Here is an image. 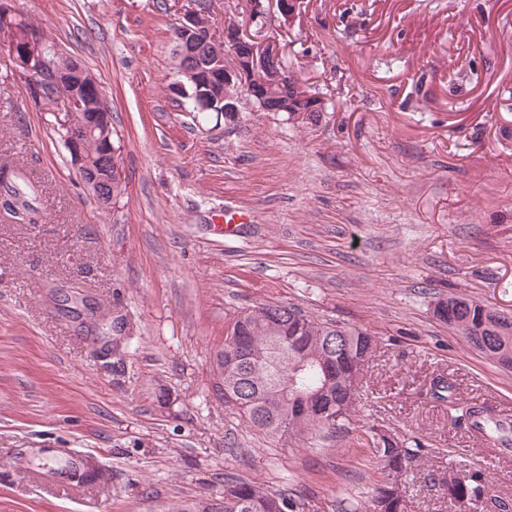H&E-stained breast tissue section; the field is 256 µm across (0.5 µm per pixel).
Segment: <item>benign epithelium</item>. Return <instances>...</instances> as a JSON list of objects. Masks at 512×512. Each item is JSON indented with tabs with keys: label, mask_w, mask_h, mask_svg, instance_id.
Here are the masks:
<instances>
[{
	"label": "benign epithelium",
	"mask_w": 512,
	"mask_h": 512,
	"mask_svg": "<svg viewBox=\"0 0 512 512\" xmlns=\"http://www.w3.org/2000/svg\"><path fill=\"white\" fill-rule=\"evenodd\" d=\"M279 13L285 21L295 20L300 10V0H275ZM202 0H191V7L183 13L182 20L175 31V42L179 46L178 74L202 91L201 108L210 105L206 90L218 80L224 81V121L234 124L239 120L240 103L247 100L260 106L262 112H289L293 119H303L308 112L324 111L322 100L316 95L293 96L286 94V88L295 85L288 71L279 67L282 60V48L279 41L271 36L258 38L245 33L238 24L224 21V32L215 33L202 22L204 11L199 9ZM14 28L6 24L0 28V36L8 39L14 60L22 70L32 74L38 66L49 64L46 49L38 45L32 52L37 66L24 63L17 57L18 38L13 35ZM219 44L224 55L232 63L219 72L210 68L197 55L198 43ZM61 125L67 129L66 148L71 164L90 188L101 206L108 208L112 197L121 184L118 154L112 146L111 114L98 112L97 123L92 125L71 123V113H61ZM101 133L102 147L97 163L86 157L84 146L87 138L95 132Z\"/></svg>",
	"instance_id": "obj_1"
}]
</instances>
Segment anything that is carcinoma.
Returning <instances> with one entry per match:
<instances>
[{"mask_svg":"<svg viewBox=\"0 0 512 512\" xmlns=\"http://www.w3.org/2000/svg\"><path fill=\"white\" fill-rule=\"evenodd\" d=\"M25 38L56 48L44 33L18 21ZM96 80L71 76L58 79L48 68L29 84L35 102L60 110L73 98L81 106L72 109L74 120L90 122L100 111V96L85 92ZM35 186L23 173H13L0 183V206L14 224H39L42 216L34 203ZM434 316L452 328L485 358L512 370V316L463 296L439 300ZM224 343L215 353L216 366L226 392L224 402L236 407L253 426L270 433L304 434L342 430L360 398L362 375L352 371L353 361L368 363L376 348L375 336L358 328L318 319L294 305L259 304L243 309L228 322ZM430 395L448 403L454 421L464 424L512 452V425L493 420L488 409L471 403L461 406L453 384L439 377ZM372 447L379 460L381 480L372 491L367 512H402L407 508L406 476L416 453L399 439L386 443L374 434ZM448 504L453 500H479L485 485L478 477L456 473L448 476ZM168 512H299L297 501L284 493L270 492L241 479L224 482V496L206 505H172Z\"/></svg>","mask_w":512,"mask_h":512,"instance_id":"obj_1","label":"carcinoma"}]
</instances>
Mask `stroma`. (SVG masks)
Returning a JSON list of instances; mask_svg holds the SVG:
<instances>
[{
	"label": "stroma",
	"mask_w": 512,
	"mask_h": 512,
	"mask_svg": "<svg viewBox=\"0 0 512 512\" xmlns=\"http://www.w3.org/2000/svg\"><path fill=\"white\" fill-rule=\"evenodd\" d=\"M183 4L11 0L97 76L122 187L99 208L0 40V166L44 216H0V512H164L229 478L340 512L381 478L378 430L418 448L408 512H448L462 453L485 484L475 512L512 503V454L425 395L441 376L512 409V372L433 315L451 294L512 314V0H304L289 24L268 8L251 32L278 37L325 110L245 102L234 125L169 91ZM226 210L245 216L232 237L214 228ZM64 284L105 317L111 355L76 331ZM260 303L375 336L345 432L273 435L225 404L215 352ZM49 448L102 476L37 468Z\"/></svg>",
	"instance_id": "35a3bbf8"
}]
</instances>
